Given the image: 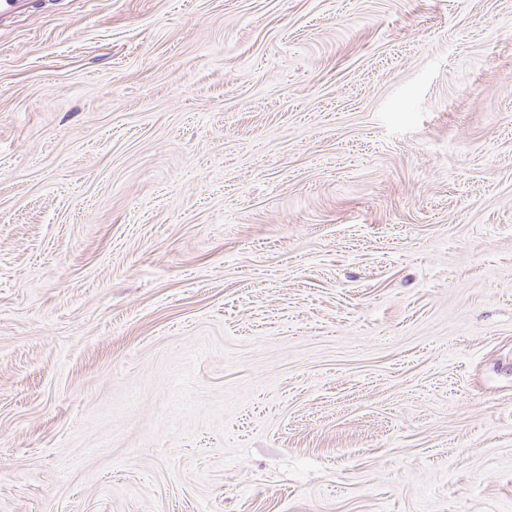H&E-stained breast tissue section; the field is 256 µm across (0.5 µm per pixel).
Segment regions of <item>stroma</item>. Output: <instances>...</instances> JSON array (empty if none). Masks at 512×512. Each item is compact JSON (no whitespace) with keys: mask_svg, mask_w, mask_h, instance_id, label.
I'll return each mask as SVG.
<instances>
[{"mask_svg":"<svg viewBox=\"0 0 512 512\" xmlns=\"http://www.w3.org/2000/svg\"><path fill=\"white\" fill-rule=\"evenodd\" d=\"M0 512H512V0L1 21Z\"/></svg>","mask_w":512,"mask_h":512,"instance_id":"stroma-1","label":"stroma"}]
</instances>
